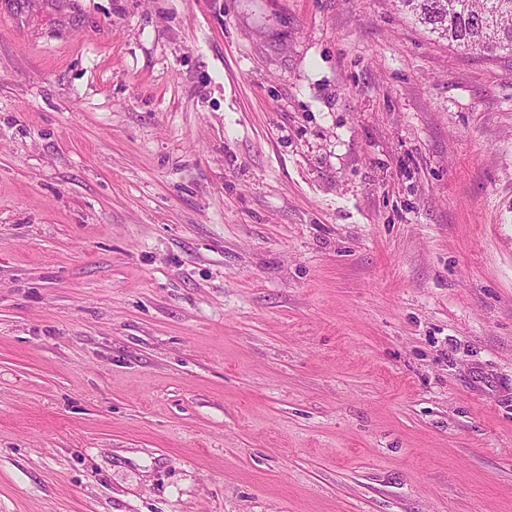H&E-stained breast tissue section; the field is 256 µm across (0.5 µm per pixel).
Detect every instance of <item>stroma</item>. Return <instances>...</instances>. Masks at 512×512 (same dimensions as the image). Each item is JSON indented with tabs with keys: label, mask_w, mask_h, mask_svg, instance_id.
I'll return each mask as SVG.
<instances>
[{
	"label": "stroma",
	"mask_w": 512,
	"mask_h": 512,
	"mask_svg": "<svg viewBox=\"0 0 512 512\" xmlns=\"http://www.w3.org/2000/svg\"><path fill=\"white\" fill-rule=\"evenodd\" d=\"M0 512H512V53L0 0Z\"/></svg>",
	"instance_id": "stroma-1"
}]
</instances>
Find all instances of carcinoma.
<instances>
[{
  "label": "carcinoma",
  "instance_id": "carcinoma-1",
  "mask_svg": "<svg viewBox=\"0 0 512 512\" xmlns=\"http://www.w3.org/2000/svg\"><path fill=\"white\" fill-rule=\"evenodd\" d=\"M438 39L484 57L512 50V0H395Z\"/></svg>",
  "mask_w": 512,
  "mask_h": 512
}]
</instances>
